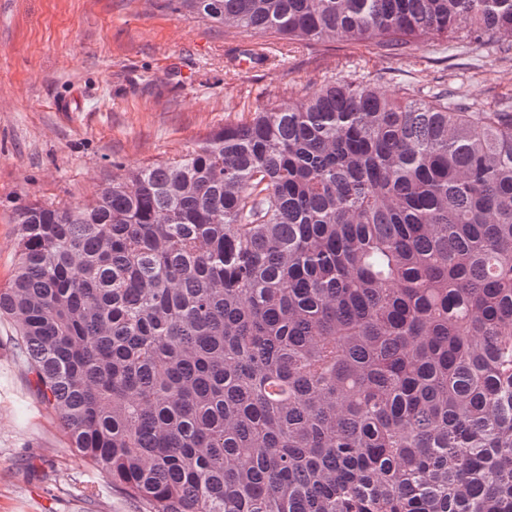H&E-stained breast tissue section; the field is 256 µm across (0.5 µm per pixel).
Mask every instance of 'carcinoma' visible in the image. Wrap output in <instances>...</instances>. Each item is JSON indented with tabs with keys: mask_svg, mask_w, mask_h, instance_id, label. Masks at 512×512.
Instances as JSON below:
<instances>
[{
	"mask_svg": "<svg viewBox=\"0 0 512 512\" xmlns=\"http://www.w3.org/2000/svg\"><path fill=\"white\" fill-rule=\"evenodd\" d=\"M250 36L512 54V0H169ZM0 318L145 512H512V108L327 80L14 216Z\"/></svg>",
	"mask_w": 512,
	"mask_h": 512,
	"instance_id": "carcinoma-1",
	"label": "carcinoma"
}]
</instances>
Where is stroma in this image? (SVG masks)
I'll use <instances>...</instances> for the list:
<instances>
[{"label": "stroma", "instance_id": "1", "mask_svg": "<svg viewBox=\"0 0 512 512\" xmlns=\"http://www.w3.org/2000/svg\"><path fill=\"white\" fill-rule=\"evenodd\" d=\"M240 41L165 0H0V283L15 260V203H83L117 168L167 161L238 113L304 97L324 80L512 104V56L462 38L427 36L393 56L350 37L292 45L271 37L268 65L247 70L234 57ZM65 99L71 109L61 108ZM0 512H143L71 448L5 319Z\"/></svg>", "mask_w": 512, "mask_h": 512}]
</instances>
